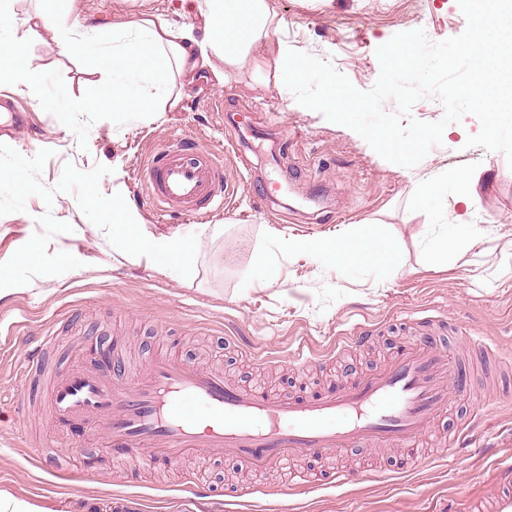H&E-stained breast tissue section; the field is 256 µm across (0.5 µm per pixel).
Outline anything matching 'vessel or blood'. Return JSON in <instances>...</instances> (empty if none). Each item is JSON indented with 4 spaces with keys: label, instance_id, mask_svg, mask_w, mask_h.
I'll return each mask as SVG.
<instances>
[{
    "label": "vessel or blood",
    "instance_id": "b4317fda",
    "mask_svg": "<svg viewBox=\"0 0 512 512\" xmlns=\"http://www.w3.org/2000/svg\"><path fill=\"white\" fill-rule=\"evenodd\" d=\"M149 200L165 212L199 215L230 202L233 193L206 154L187 156L165 146L138 174ZM56 336L46 333L19 367L16 404L31 397L36 376H48ZM113 377L74 369L50 378L49 419L55 428L88 424L100 447L136 449L152 463L171 465L193 452L223 454L250 471L301 454H340L351 448H410L450 401L470 395V376L430 339L403 350L376 373L309 397L269 395L229 383L223 373L175 359L142 366L114 361ZM500 478L468 512H512V463L497 464Z\"/></svg>",
    "mask_w": 512,
    "mask_h": 512
}]
</instances>
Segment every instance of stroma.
<instances>
[{
    "label": "stroma",
    "mask_w": 512,
    "mask_h": 512,
    "mask_svg": "<svg viewBox=\"0 0 512 512\" xmlns=\"http://www.w3.org/2000/svg\"><path fill=\"white\" fill-rule=\"evenodd\" d=\"M140 0H79L82 16L110 31L114 18H132ZM285 17L281 37L297 50L331 61L359 90H370L379 75L378 46L394 34L424 29L434 41L460 35L466 22L457 0H271ZM34 71L31 88L13 94L27 114L29 129L0 135V144L33 157L52 150L40 176L46 186L60 179L65 163L87 171L110 167L99 187L136 204L153 235L173 231L197 237L191 277L135 263L113 251L105 232L81 212L72 193L55 194L52 206L36 196L26 209L0 216V262L7 261L52 212L74 231L54 236L49 252L66 251L80 268L39 276L29 284L0 291V399L10 400L15 363L54 331L56 375L78 365L97 367L93 344L113 359L145 364L167 355L218 370L228 379L260 383L271 392L302 395L327 391L375 372L419 334L442 337L457 362L469 371L475 395L487 403L491 423L479 443L448 447L467 419L472 402L456 401L436 418L418 449L353 448L325 457L297 456L288 469L261 473L238 470L221 454H192L155 470L137 455L124 475L114 473L103 449L90 447L88 429L57 431L38 409L0 416V492L35 502L49 512H115L114 494L125 495L124 512H190L180 487L197 475L212 491L215 512H279L273 488L286 470L309 471L311 486L288 499L296 512H448L465 497L487 491L496 460L512 458V370L482 361L472 341L497 340L512 357V168L502 153L466 147L480 130L476 117L450 124L442 145L414 168L386 161L348 127L316 112L292 109L275 86L259 82L252 69L232 72L224 86L198 78L189 82L177 107L167 112H85L99 73L75 54L61 53L49 33L19 29ZM182 140L212 152L227 178L237 182L232 206L196 218L161 217L134 186L135 168L169 141ZM300 157L303 169L291 166ZM461 172L472 179V202L458 204L453 185L426 208L416 187L431 176ZM277 183L274 201L261 202L253 188ZM496 216L485 237L462 257L433 264L430 241L457 223L459 215ZM385 225L394 244L393 264L333 266L278 255L276 282L260 286L266 270L260 250L274 251L268 228L316 237L337 225ZM220 224L212 237L206 227ZM380 329L382 338L364 350H345L307 369L295 370L287 354L299 341L326 348L354 325ZM243 337L248 345L274 352L257 365L244 349L227 344ZM65 454V475L46 472L32 458L44 447ZM358 468L348 485L333 486L332 470ZM259 492L251 503L239 494Z\"/></svg>",
    "instance_id": "stroma-1"
}]
</instances>
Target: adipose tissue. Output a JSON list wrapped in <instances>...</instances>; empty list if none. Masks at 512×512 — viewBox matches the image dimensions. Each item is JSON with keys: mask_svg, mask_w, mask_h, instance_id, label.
Here are the masks:
<instances>
[{"mask_svg": "<svg viewBox=\"0 0 512 512\" xmlns=\"http://www.w3.org/2000/svg\"><path fill=\"white\" fill-rule=\"evenodd\" d=\"M34 17L5 13L0 5V82L26 87L31 72L24 60L18 28L39 24L52 33L61 51L84 58L103 74L86 109L90 112H163L177 106L181 92L176 76L204 75L224 85L232 69L252 64L262 82L293 92V106L302 112L332 115L361 109L362 101L348 88L325 83L319 97L300 93L307 63L279 39L285 19L269 0H180L181 19L150 10L113 23L111 36L99 27L77 22V0H39ZM281 252L321 258L335 265L353 261L370 267L391 262L393 243L375 225L364 231L351 226L320 238L274 232Z\"/></svg>", "mask_w": 512, "mask_h": 512, "instance_id": "1", "label": "adipose tissue"}]
</instances>
